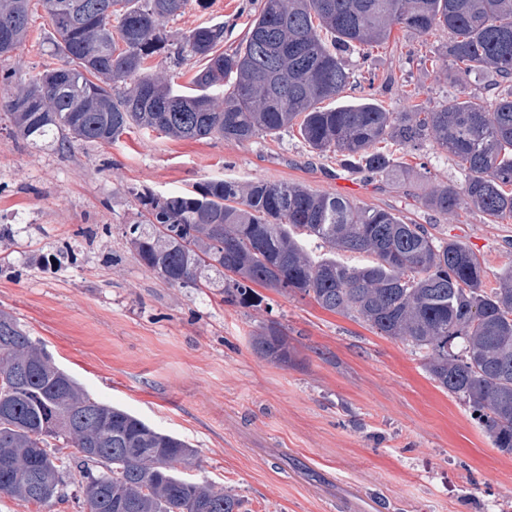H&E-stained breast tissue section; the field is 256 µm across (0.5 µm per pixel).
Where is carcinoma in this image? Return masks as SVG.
I'll return each mask as SVG.
<instances>
[{"label":"carcinoma","instance_id":"1","mask_svg":"<svg viewBox=\"0 0 512 512\" xmlns=\"http://www.w3.org/2000/svg\"><path fill=\"white\" fill-rule=\"evenodd\" d=\"M32 0H0L4 57L24 42ZM56 33L59 64L3 100L12 134L110 144L133 129L174 139L220 136L245 142L298 130L318 154L370 178L406 172L382 144L427 141L456 158L464 181L440 183L424 208L456 220L469 207L491 224L512 220V0H262L242 44L222 51L225 24L180 36L175 54L205 61L200 93H179L147 72L166 47L163 23L187 0H41ZM398 26L437 50L458 93L390 105L342 98L354 75L344 54L388 43ZM486 76L508 94L487 108L465 79ZM225 84L220 97L207 90ZM145 223L129 226L139 260L170 285L202 288L224 272L228 301L247 305L254 287L313 297L378 334L424 352L438 387L468 403L494 447L512 454V265L486 287L484 261L465 244L436 237L394 212L295 183L211 180L190 192L136 193ZM314 238L335 253L363 254L347 265L315 259ZM257 354L288 365V336L275 322L255 332ZM195 450L129 411L92 397L56 365L17 320L0 311V494L48 504L79 489L88 512H242L243 500L207 480L181 475Z\"/></svg>","mask_w":512,"mask_h":512}]
</instances>
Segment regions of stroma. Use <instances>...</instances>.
I'll use <instances>...</instances> for the list:
<instances>
[{
  "mask_svg": "<svg viewBox=\"0 0 512 512\" xmlns=\"http://www.w3.org/2000/svg\"><path fill=\"white\" fill-rule=\"evenodd\" d=\"M260 0H189L165 22L169 40L230 22L225 49L244 38ZM43 8L0 70L27 79L58 63ZM448 35L420 41L394 28L369 58L419 99L457 87L444 65L417 66ZM416 176L364 180L294 134L238 143L133 130L109 145L14 139L0 114V310L39 339L98 401L180 436L196 451L192 478L242 497L246 512H506L512 455L458 397L440 389L411 344L320 308L310 297L257 289L253 305L210 287L165 283L126 239L144 208L137 194L183 192L215 179L288 182L386 209L437 237H454L486 263L488 287L512 265V223L477 211L455 223L418 197L461 182L453 156L432 144L394 149ZM278 322L293 352L283 366L257 355L252 335Z\"/></svg>",
  "mask_w": 512,
  "mask_h": 512,
  "instance_id": "obj_1",
  "label": "stroma"
}]
</instances>
